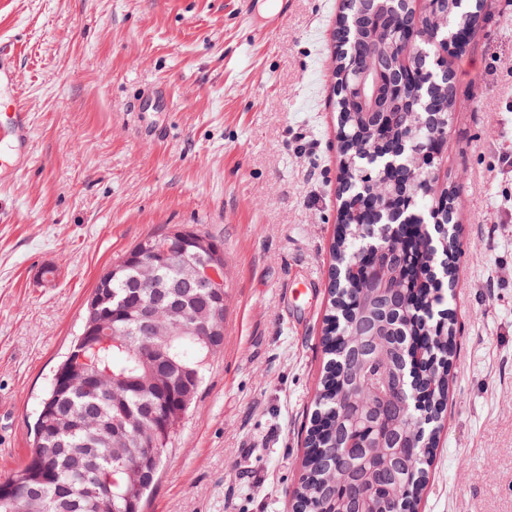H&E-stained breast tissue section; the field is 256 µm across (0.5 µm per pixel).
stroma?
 Segmentation results:
<instances>
[{
	"label": "stroma",
	"instance_id": "1",
	"mask_svg": "<svg viewBox=\"0 0 512 512\" xmlns=\"http://www.w3.org/2000/svg\"><path fill=\"white\" fill-rule=\"evenodd\" d=\"M0 0L31 162L0 189V481L100 275L191 225L224 250V349L145 512H292L322 368L341 0ZM439 170L464 253L419 512H512V0H485Z\"/></svg>",
	"mask_w": 512,
	"mask_h": 512
}]
</instances>
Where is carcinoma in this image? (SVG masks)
Here are the masks:
<instances>
[{
  "label": "carcinoma",
  "instance_id": "cac0c4a2",
  "mask_svg": "<svg viewBox=\"0 0 512 512\" xmlns=\"http://www.w3.org/2000/svg\"><path fill=\"white\" fill-rule=\"evenodd\" d=\"M447 26L436 40L452 38L479 19V5L465 0H447ZM433 10L423 0L417 6L397 10L390 17L391 44L397 34L434 28ZM371 18L362 14L354 0L342 6L336 28L337 66L333 72L335 106L338 112L340 176L345 192L343 213L331 245L332 272L329 309L322 339L324 362L315 409L307 430V453L303 474L295 492L296 512H315L319 504L332 508L362 501L375 512H403L402 500L394 495H370L369 488L354 484L340 495L328 481L332 471L340 474L349 460L362 456L359 430L362 424L342 413L340 403L358 381L373 396H392L402 403L408 391L418 395L420 406L401 420L412 455L415 456L416 491L425 481L431 449L435 447L439 422L448 398V365L456 345L454 318L442 308L445 290L455 282V259L461 253L457 237L435 232L432 224H383L381 215L395 202L380 200L373 189L386 184L395 193L413 194L417 207H443L446 225L453 221L455 185L438 189L437 163L427 157H405L398 164L368 166L357 154L358 143L369 137V126L345 88L352 71L369 65L368 30ZM435 72L436 86L423 88L421 108L416 111L398 102L388 106L385 129L377 146L385 155L398 152L403 137L410 135L425 147L441 149L456 106L454 68L440 44L415 49L410 74L421 81ZM388 246L391 271L405 288L389 294L396 311L413 319L402 325V336L392 347L385 364L360 362L342 330L346 322L360 319L366 308L365 284L367 242ZM155 239L145 238L127 252L107 273L104 287H96L87 302L85 320L106 329L119 326L122 335L105 337L108 346L97 352L98 384L82 386V377L72 384L50 383L34 423V446L27 461L0 483L11 493L0 495V512H143L149 492L158 481L168 445L200 389L209 351L196 336H169L177 318L159 314L161 336L155 342L168 347L172 374L156 372L149 354L151 341L141 335L134 319L153 290L135 288L142 277L141 259ZM155 275L169 283L180 277L179 263L172 257L154 260ZM190 386L185 407L172 413L165 441L151 449L149 469L141 471L128 445L146 437L153 419L144 414L167 401V386ZM126 430L127 437L112 436V427Z\"/></svg>",
  "mask_w": 512,
  "mask_h": 512
}]
</instances>
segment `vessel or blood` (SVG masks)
Listing matches in <instances>:
<instances>
[{
  "label": "vessel or blood",
  "mask_w": 512,
  "mask_h": 512,
  "mask_svg": "<svg viewBox=\"0 0 512 512\" xmlns=\"http://www.w3.org/2000/svg\"><path fill=\"white\" fill-rule=\"evenodd\" d=\"M16 55L13 46L0 47V101L7 105L0 118V186L12 182L30 158L32 124L18 87Z\"/></svg>",
  "instance_id": "obj_1"
}]
</instances>
